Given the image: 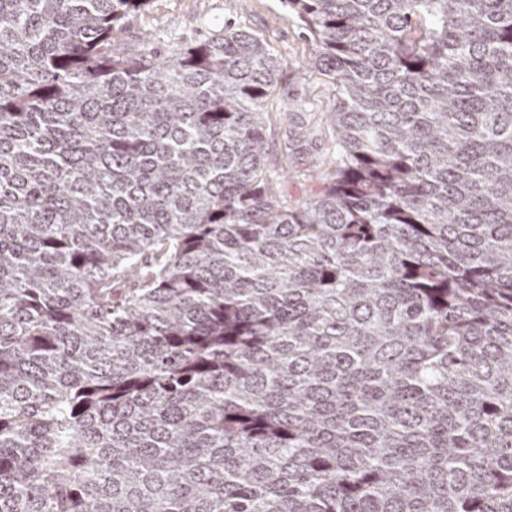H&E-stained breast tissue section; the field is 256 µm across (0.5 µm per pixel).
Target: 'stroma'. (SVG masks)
<instances>
[{
	"mask_svg": "<svg viewBox=\"0 0 512 512\" xmlns=\"http://www.w3.org/2000/svg\"><path fill=\"white\" fill-rule=\"evenodd\" d=\"M233 25L257 34L280 56V79L267 104L270 159H278L288 132V114L315 113L317 123L293 159L294 176L282 187L289 204L306 201L324 186L333 132L326 115L334 90L318 70L303 67L312 52L304 29L288 19L280 0H149L125 24L113 47L127 54L145 50L169 54L174 48L210 41Z\"/></svg>",
	"mask_w": 512,
	"mask_h": 512,
	"instance_id": "1",
	"label": "stroma"
}]
</instances>
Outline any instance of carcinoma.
<instances>
[{"instance_id": "1", "label": "carcinoma", "mask_w": 512, "mask_h": 512, "mask_svg": "<svg viewBox=\"0 0 512 512\" xmlns=\"http://www.w3.org/2000/svg\"><path fill=\"white\" fill-rule=\"evenodd\" d=\"M147 2L0 0V512H512V0H280L300 206L274 47ZM224 23L257 34L280 56L279 84L267 104L266 116L272 165L286 139L289 114L315 112L321 118L308 126L311 134L291 162L295 175L282 187L288 204L304 202L324 186L327 170L321 162L332 150L333 137L325 118L334 90L318 70L299 66L312 53V45L306 31L288 19L279 0H150L125 24L112 48L125 54L149 50L167 55L175 47H189L221 35ZM286 107L288 112H284Z\"/></svg>"}]
</instances>
